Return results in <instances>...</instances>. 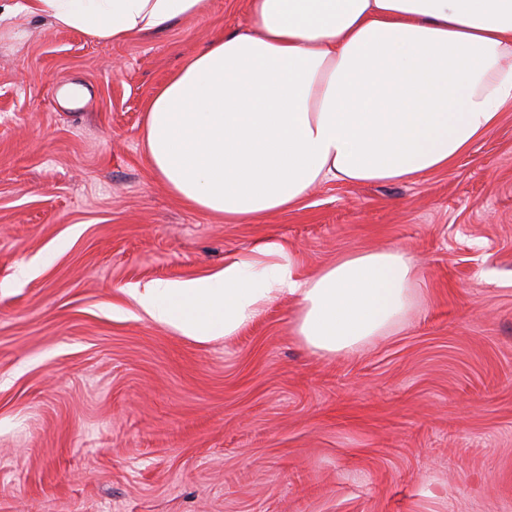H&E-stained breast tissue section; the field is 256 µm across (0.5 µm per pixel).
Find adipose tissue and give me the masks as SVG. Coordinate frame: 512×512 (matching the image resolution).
Here are the masks:
<instances>
[{
  "mask_svg": "<svg viewBox=\"0 0 512 512\" xmlns=\"http://www.w3.org/2000/svg\"><path fill=\"white\" fill-rule=\"evenodd\" d=\"M202 0H26L104 42L197 14ZM247 28L186 59L146 110L144 148L180 200L231 222L297 205L316 184L450 168L512 107V0H248ZM416 268L399 249L346 255L297 281L284 247L135 290L153 321L199 342L237 335L292 296L314 354L398 325Z\"/></svg>",
  "mask_w": 512,
  "mask_h": 512,
  "instance_id": "ef3b65f1",
  "label": "adipose tissue"
}]
</instances>
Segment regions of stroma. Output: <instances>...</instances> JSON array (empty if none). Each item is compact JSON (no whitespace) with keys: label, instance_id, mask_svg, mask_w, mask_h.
I'll use <instances>...</instances> for the list:
<instances>
[{"label":"stroma","instance_id":"35a3bbf8","mask_svg":"<svg viewBox=\"0 0 512 512\" xmlns=\"http://www.w3.org/2000/svg\"><path fill=\"white\" fill-rule=\"evenodd\" d=\"M23 3L0 0V512H512V109L448 170L227 223L171 193L143 128L247 0L121 43ZM269 241L301 281L404 250L413 304L321 357L291 297L208 343L132 298Z\"/></svg>","mask_w":512,"mask_h":512}]
</instances>
